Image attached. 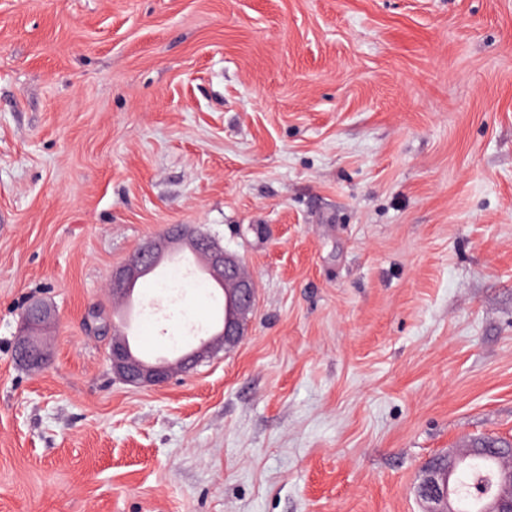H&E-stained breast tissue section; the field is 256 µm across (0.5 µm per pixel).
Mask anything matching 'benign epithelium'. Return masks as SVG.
I'll list each match as a JSON object with an SVG mask.
<instances>
[{
    "label": "benign epithelium",
    "mask_w": 512,
    "mask_h": 512,
    "mask_svg": "<svg viewBox=\"0 0 512 512\" xmlns=\"http://www.w3.org/2000/svg\"><path fill=\"white\" fill-rule=\"evenodd\" d=\"M185 241L192 248L204 250L211 277L218 281H234L231 288L224 289L225 308L230 315L225 318L224 331L202 342L180 362L183 372L193 369L210 354L235 346L244 335L247 317L253 312L257 290L253 280L238 276L242 260L213 244L207 234L175 225L164 238L152 241L140 248L128 262L112 275V293H123L126 287L146 273L148 258L158 259L167 247ZM54 320L52 310L34 306L24 312L15 348L17 357L34 366L42 365L47 356L46 349L37 336V331ZM109 358L112 371L124 382L134 386H162L170 380L172 373L168 365L150 364L142 361L126 345L120 336L112 337ZM476 454L496 455L495 450L472 444L458 455L437 459L424 471L418 483L417 494L425 504L424 512H457V498L453 487L457 471ZM480 512H512V461L506 460L499 469L498 481L494 490L483 495Z\"/></svg>",
    "instance_id": "benign-epithelium-1"
}]
</instances>
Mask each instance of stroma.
Instances as JSON below:
<instances>
[{
    "instance_id": "stroma-1",
    "label": "stroma",
    "mask_w": 512,
    "mask_h": 512,
    "mask_svg": "<svg viewBox=\"0 0 512 512\" xmlns=\"http://www.w3.org/2000/svg\"><path fill=\"white\" fill-rule=\"evenodd\" d=\"M173 224L257 306L134 387L88 316ZM194 281L138 279L144 361L219 330ZM487 437L512 442V0H0V512H424L423 465ZM186 241L193 249H203L211 277L218 282L233 280L232 288H222L225 295V308L230 312L224 322V331L218 336L203 341L200 346L186 355L179 363L181 371L188 372L204 358L216 351L235 346L244 335L247 317L253 312L257 290L252 279L240 278L238 270L242 260L222 247L213 244L207 234L198 229L174 225L164 238L152 241L140 248L128 262L112 275V293H123L126 287L146 273L145 263L148 258L159 260L163 251L176 242ZM54 320L51 309L34 306L24 312L15 348L17 357L34 366H41L47 356L46 349L39 340L37 331Z\"/></svg>"
}]
</instances>
